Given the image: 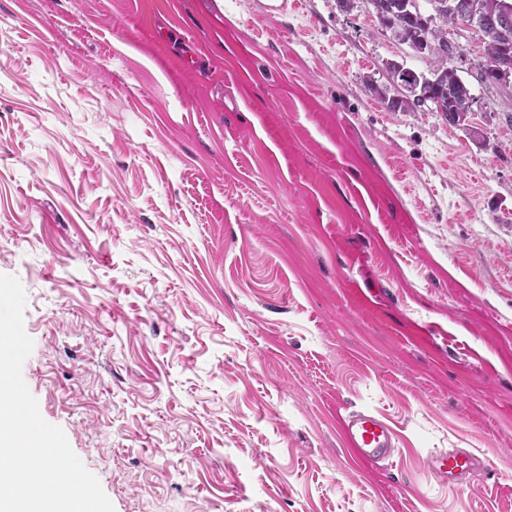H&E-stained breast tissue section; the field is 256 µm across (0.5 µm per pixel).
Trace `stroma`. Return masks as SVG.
Listing matches in <instances>:
<instances>
[{
    "mask_svg": "<svg viewBox=\"0 0 512 512\" xmlns=\"http://www.w3.org/2000/svg\"><path fill=\"white\" fill-rule=\"evenodd\" d=\"M261 2L0 0L39 411L115 512H512V88L456 32L468 127L388 111L366 81L428 63L365 0ZM345 437L359 461L379 465L392 459L398 452L397 433L393 426L366 410L348 416ZM454 460L456 464L459 460L462 461V465L458 466V470L447 469V462ZM481 463L480 458L472 453L468 448H452L450 451L443 453L434 454L428 458V469L441 475L444 478L453 477L460 478L471 469L479 466Z\"/></svg>",
    "mask_w": 512,
    "mask_h": 512,
    "instance_id": "35a3bbf8",
    "label": "stroma"
}]
</instances>
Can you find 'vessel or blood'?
<instances>
[{"label": "vessel or blood", "mask_w": 512, "mask_h": 512, "mask_svg": "<svg viewBox=\"0 0 512 512\" xmlns=\"http://www.w3.org/2000/svg\"><path fill=\"white\" fill-rule=\"evenodd\" d=\"M345 437L357 460L380 464L392 459L398 452L397 433L382 417L359 410L351 413L345 422ZM480 458L466 448H454L432 455L427 466L442 477H463L467 470L479 466Z\"/></svg>", "instance_id": "1"}]
</instances>
